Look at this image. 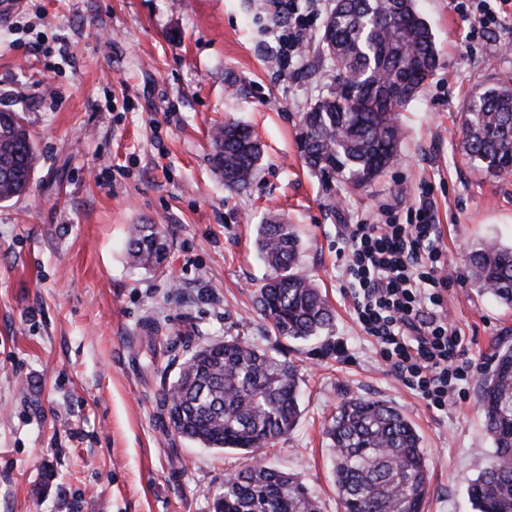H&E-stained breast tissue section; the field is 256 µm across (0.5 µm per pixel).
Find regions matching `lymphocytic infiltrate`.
Segmentation results:
<instances>
[{
	"instance_id": "1",
	"label": "lymphocytic infiltrate",
	"mask_w": 512,
	"mask_h": 512,
	"mask_svg": "<svg viewBox=\"0 0 512 512\" xmlns=\"http://www.w3.org/2000/svg\"><path fill=\"white\" fill-rule=\"evenodd\" d=\"M338 243L348 251L344 277L355 322L391 373L429 407L447 408L469 365L445 309L451 275L429 195L420 197L409 222L363 219L345 225Z\"/></svg>"
}]
</instances>
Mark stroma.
Instances as JSON below:
<instances>
[{
    "label": "stroma",
    "mask_w": 512,
    "mask_h": 512,
    "mask_svg": "<svg viewBox=\"0 0 512 512\" xmlns=\"http://www.w3.org/2000/svg\"><path fill=\"white\" fill-rule=\"evenodd\" d=\"M330 4L301 0L295 57L269 0H19L0 19V110L20 113L36 146L29 192L0 202V512H213L244 457L174 436L160 415L159 370L182 362L186 336L237 338L295 365L299 422L261 458L299 474L321 512H341L323 428L346 397L386 402L417 428L422 512H474L467 483L492 448L478 384L496 344H512V308L476 293L468 255L485 237L512 243V176L463 156L460 112L512 79V11L473 36L453 0H417L441 66L400 115L396 164L337 195L301 149L306 107L336 84L317 41ZM228 118L262 148L237 192L211 163L210 130ZM425 189L472 366L442 410L384 370L336 253L344 225L382 205L407 212ZM273 214L335 311L327 348L281 337L256 304L269 274L256 232ZM132 224L162 232L164 270L129 265Z\"/></svg>",
    "instance_id": "1"
}]
</instances>
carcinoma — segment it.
Wrapping results in <instances>:
<instances>
[{
	"label": "carcinoma",
	"mask_w": 512,
	"mask_h": 512,
	"mask_svg": "<svg viewBox=\"0 0 512 512\" xmlns=\"http://www.w3.org/2000/svg\"><path fill=\"white\" fill-rule=\"evenodd\" d=\"M336 71V87L303 112L302 152L311 172L351 189L371 185L397 157L399 112L440 66L431 27L416 0H333L319 39ZM461 150L492 175H512V88L493 86L464 103ZM0 201L30 189L32 136L16 112L0 110ZM211 162L231 191L246 188L261 160L251 130L236 121L212 131ZM257 250L272 271L258 289L260 311L278 334L317 341L333 326L334 312L303 272L299 237L291 225H258ZM130 262L159 270L166 244L153 224L131 225ZM471 284L512 306V246L496 239L474 245ZM479 398L493 453L469 479L476 512H512V345L494 349L481 376ZM171 430L206 448L255 456L297 424L296 367L278 356L230 338L195 344L177 378L160 398ZM324 434L334 460L342 512H420L429 476L414 425L383 401L347 397ZM214 512H320L301 477L249 463L224 478Z\"/></svg>",
	"instance_id": "cac0c4a2"
}]
</instances>
